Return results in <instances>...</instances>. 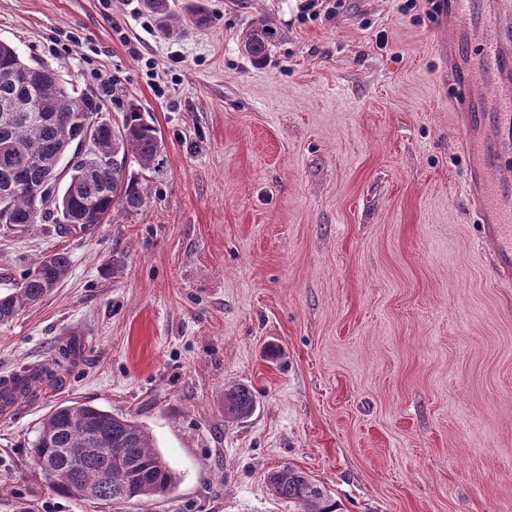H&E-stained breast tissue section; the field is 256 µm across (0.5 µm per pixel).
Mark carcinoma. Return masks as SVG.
<instances>
[{
  "label": "carcinoma",
  "mask_w": 512,
  "mask_h": 512,
  "mask_svg": "<svg viewBox=\"0 0 512 512\" xmlns=\"http://www.w3.org/2000/svg\"><path fill=\"white\" fill-rule=\"evenodd\" d=\"M166 31L176 18L168 0H144ZM278 37L273 22L258 20L243 36L246 52L259 61ZM0 224L24 230L35 224L58 225L64 235L84 234L109 222L115 211L128 215L149 200L144 171L162 166L163 141L147 115L132 105L116 120L103 102L73 81L18 50L0 43ZM92 147H86V141ZM69 269L64 252L48 256L27 272L15 291L0 297V323L47 295ZM246 385L224 390V415L242 420L255 410ZM118 451L111 457L105 446ZM31 455L49 488L68 498L114 504L148 502L168 494L177 476L135 420L101 408L60 403L43 418L31 442ZM273 492L301 512H337L325 487L291 466L273 472Z\"/></svg>",
  "instance_id": "obj_1"
}]
</instances>
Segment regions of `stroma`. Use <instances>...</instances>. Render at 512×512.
I'll list each match as a JSON object with an SVG mask.
<instances>
[{
  "label": "stroma",
  "instance_id": "stroma-1",
  "mask_svg": "<svg viewBox=\"0 0 512 512\" xmlns=\"http://www.w3.org/2000/svg\"><path fill=\"white\" fill-rule=\"evenodd\" d=\"M201 2L207 23L168 35L143 0H0V42L111 115L137 104L165 145L138 214L84 237L0 225V294L70 260L0 324V373L61 372L0 416V512H298L268 482L285 466L339 512H512V287L480 241L429 0L314 20ZM261 17L278 37L255 62ZM238 384L257 408L231 421ZM65 401L146 427L173 492H53L29 446ZM277 37L278 31L273 22L268 19H260L244 34V48L254 60L259 61L264 58ZM68 269V255L58 252L27 272L14 292L0 297V323L12 321L21 309L42 299L55 288ZM256 397L246 385L231 386L224 391V415L229 420L248 418L255 410Z\"/></svg>",
  "mask_w": 512,
  "mask_h": 512
}]
</instances>
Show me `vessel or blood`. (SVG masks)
<instances>
[{
	"instance_id": "1",
	"label": "vessel or blood",
	"mask_w": 512,
	"mask_h": 512,
	"mask_svg": "<svg viewBox=\"0 0 512 512\" xmlns=\"http://www.w3.org/2000/svg\"><path fill=\"white\" fill-rule=\"evenodd\" d=\"M448 12V22L437 30L452 55L463 44L461 23L479 22L466 73L451 69L443 79L454 94V107L464 114L459 135L474 162L468 189L482 238L499 277L511 281L512 176L501 169L512 155V0H495L490 6L482 0H448ZM57 374L50 363L0 374V415L10 416L21 401L20 380H45Z\"/></svg>"
}]
</instances>
